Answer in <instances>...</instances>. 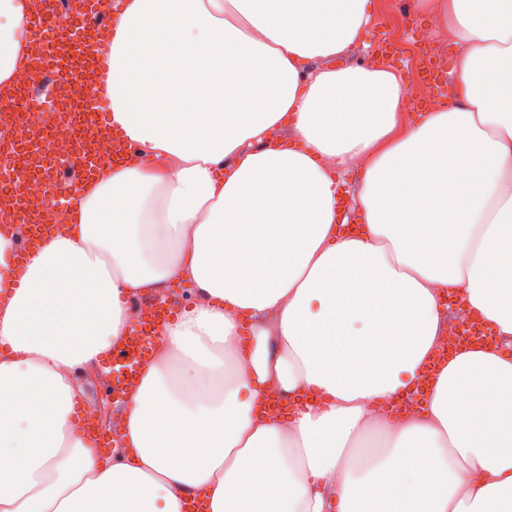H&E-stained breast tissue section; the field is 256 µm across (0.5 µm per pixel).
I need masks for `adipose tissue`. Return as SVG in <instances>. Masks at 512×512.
Wrapping results in <instances>:
<instances>
[{
	"label": "adipose tissue",
	"instance_id": "adipose-tissue-1",
	"mask_svg": "<svg viewBox=\"0 0 512 512\" xmlns=\"http://www.w3.org/2000/svg\"><path fill=\"white\" fill-rule=\"evenodd\" d=\"M365 5L124 0L102 95L135 157L0 293V512H512V0H418L458 94L416 122L399 74L330 64ZM31 7L0 0L2 93ZM176 282L191 302L100 460L73 372ZM455 298L497 341L437 366Z\"/></svg>",
	"mask_w": 512,
	"mask_h": 512
}]
</instances>
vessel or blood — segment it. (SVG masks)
<instances>
[{
    "instance_id": "1",
    "label": "vessel or blood",
    "mask_w": 512,
    "mask_h": 512,
    "mask_svg": "<svg viewBox=\"0 0 512 512\" xmlns=\"http://www.w3.org/2000/svg\"><path fill=\"white\" fill-rule=\"evenodd\" d=\"M68 10L69 24L59 27L48 26L43 16L30 17L33 38L41 47L33 61L37 87L26 90L21 102L0 104V128L13 125L24 113L45 112V102L55 105L54 112H46L43 129L32 136L27 149L0 139V165L14 175L12 187L0 193V210L8 212L7 222L0 227L8 231L23 224L32 237L48 230L21 194L22 184L34 173L45 177L54 194L60 187L89 178L101 165L96 149L101 135H108L113 157L135 152L118 133L108 132L105 116L99 110V91L107 78L103 59L110 26L98 20V0H68ZM67 133L75 139V158L64 164L56 158L55 140ZM173 314L167 300H153L139 320L130 324L124 338L113 345L107 362L115 373L106 383L113 398L126 400L133 391L141 366L151 357L155 332L166 328Z\"/></svg>"
}]
</instances>
